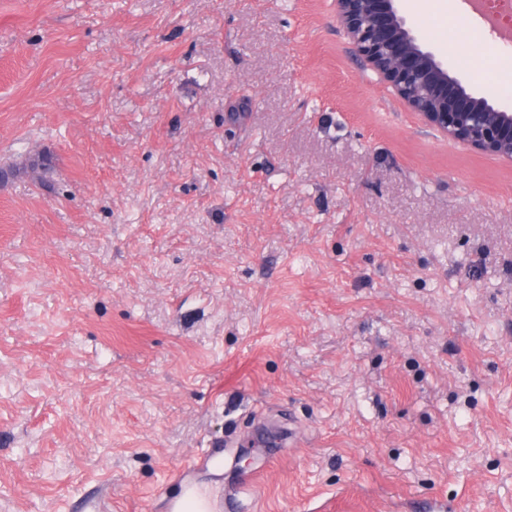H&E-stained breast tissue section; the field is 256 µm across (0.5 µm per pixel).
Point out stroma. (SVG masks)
<instances>
[{
	"instance_id": "1",
	"label": "stroma",
	"mask_w": 512,
	"mask_h": 512,
	"mask_svg": "<svg viewBox=\"0 0 512 512\" xmlns=\"http://www.w3.org/2000/svg\"><path fill=\"white\" fill-rule=\"evenodd\" d=\"M454 14L405 20L512 112ZM0 167V512H512V164L334 0H0ZM176 490L167 498L166 508L169 512H222L224 509V494L221 500L220 496L209 493L206 497V510H193L196 487L179 478L173 480Z\"/></svg>"
}]
</instances>
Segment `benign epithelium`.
<instances>
[{
	"label": "benign epithelium",
	"instance_id": "7a95c632",
	"mask_svg": "<svg viewBox=\"0 0 512 512\" xmlns=\"http://www.w3.org/2000/svg\"><path fill=\"white\" fill-rule=\"evenodd\" d=\"M395 0H336L338 20L356 56L425 125L474 149L512 161V112L468 93L422 49Z\"/></svg>",
	"mask_w": 512,
	"mask_h": 512
}]
</instances>
